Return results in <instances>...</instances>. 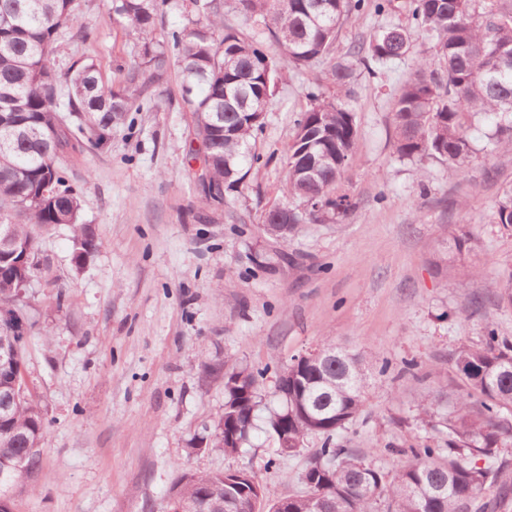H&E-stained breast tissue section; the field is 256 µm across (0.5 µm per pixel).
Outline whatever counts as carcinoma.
<instances>
[{
    "label": "carcinoma",
    "mask_w": 512,
    "mask_h": 512,
    "mask_svg": "<svg viewBox=\"0 0 512 512\" xmlns=\"http://www.w3.org/2000/svg\"><path fill=\"white\" fill-rule=\"evenodd\" d=\"M386 18L366 41L335 53L339 29L352 15ZM171 0H112V20L140 43V60L124 80L106 81L96 62H75L64 80L52 61L63 51L59 31L78 28L74 0H0V226L13 249L0 252V316L35 326L20 278H34L41 257L37 230L73 228V262L81 268L96 249L95 230L78 223L81 199L66 166L104 141L127 114L142 109L153 84L180 69L182 103L205 166L196 173L210 207L224 185L240 184L267 161L256 151L264 127L260 99L272 95L285 67L325 65L306 93L309 107L295 123L285 155L282 193L299 204L273 205L266 234L286 242L306 223L339 222L356 208L339 183L355 154L358 126L352 102L360 71L372 75L413 58L412 74L392 98L395 153L401 160H436L456 173L478 151L512 142V0H182L189 25L156 38ZM277 53L271 54L265 43ZM482 149H477V143ZM495 223L512 231V188L496 204ZM479 238L462 228L433 261L446 278L466 267ZM498 300L512 304V267L496 273ZM463 392L427 394L418 419L445 431L444 444L386 448L392 467L340 443L361 413L368 388L364 355L325 347L318 361L291 359L288 381L229 359L224 411L204 427L206 449L236 455L252 445L257 413L277 454L290 456L310 437L322 440L308 462L306 490L278 496L243 470L186 471L169 498L194 512H255L285 503V512H512L504 452L512 447V343L489 328L480 346L452 353ZM0 512H13L6 489L39 468L45 414L26 391L15 396L0 379Z\"/></svg>",
    "instance_id": "carcinoma-1"
}]
</instances>
